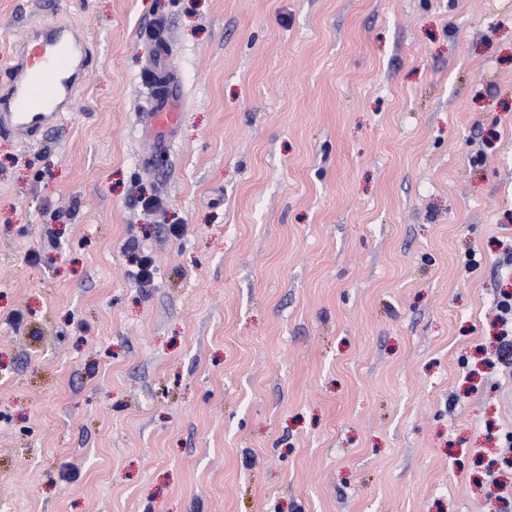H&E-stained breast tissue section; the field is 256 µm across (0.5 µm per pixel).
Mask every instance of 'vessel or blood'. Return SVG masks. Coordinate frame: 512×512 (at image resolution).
Here are the masks:
<instances>
[{"mask_svg": "<svg viewBox=\"0 0 512 512\" xmlns=\"http://www.w3.org/2000/svg\"><path fill=\"white\" fill-rule=\"evenodd\" d=\"M87 40L72 26L53 23L32 29L13 64L0 71V134L21 139L60 122L69 109L76 83L89 58ZM162 39L147 47L153 75L148 107L139 116V133L167 153L174 142L185 90L166 64Z\"/></svg>", "mask_w": 512, "mask_h": 512, "instance_id": "obj_1", "label": "vessel or blood"}]
</instances>
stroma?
Returning <instances> with one entry per match:
<instances>
[{
    "label": "stroma",
    "instance_id": "1",
    "mask_svg": "<svg viewBox=\"0 0 512 512\" xmlns=\"http://www.w3.org/2000/svg\"><path fill=\"white\" fill-rule=\"evenodd\" d=\"M52 21L92 54L0 136V512H512V0H0V61ZM168 55V46L160 38L147 46V62L153 83L146 112L139 116L138 131L155 142L156 154H165L171 149L179 110L185 100L179 76L166 64ZM497 318L502 320L505 325L510 323V334L505 331L501 337L500 352L501 359L505 360L512 356V336H511V321H512V294L504 293L498 299L496 305ZM510 335V336H509Z\"/></svg>",
    "mask_w": 512,
    "mask_h": 512
}]
</instances>
